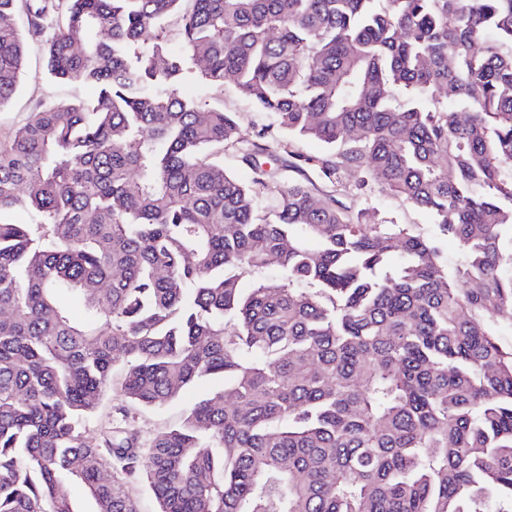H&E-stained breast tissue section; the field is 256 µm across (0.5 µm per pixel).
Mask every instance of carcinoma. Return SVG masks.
<instances>
[{
    "label": "carcinoma",
    "instance_id": "cac0c4a2",
    "mask_svg": "<svg viewBox=\"0 0 512 512\" xmlns=\"http://www.w3.org/2000/svg\"><path fill=\"white\" fill-rule=\"evenodd\" d=\"M34 40L100 91L0 142V512L512 504V0H0V105ZM188 63L272 126L184 96ZM369 184L434 233L343 202ZM204 378L147 448L80 429L112 383L147 408Z\"/></svg>",
    "mask_w": 512,
    "mask_h": 512
}]
</instances>
